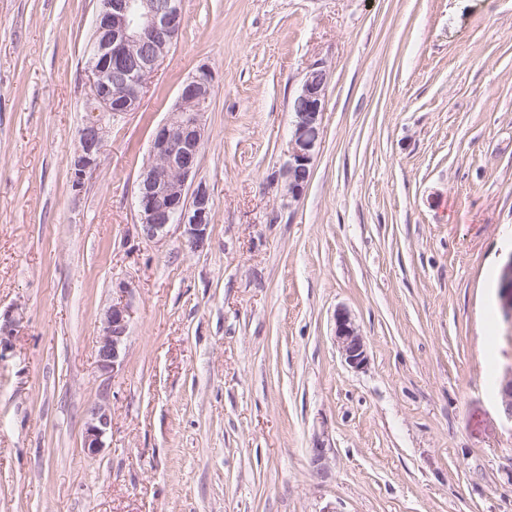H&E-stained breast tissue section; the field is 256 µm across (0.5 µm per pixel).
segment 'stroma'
<instances>
[{
  "label": "stroma",
  "mask_w": 512,
  "mask_h": 512,
  "mask_svg": "<svg viewBox=\"0 0 512 512\" xmlns=\"http://www.w3.org/2000/svg\"><path fill=\"white\" fill-rule=\"evenodd\" d=\"M96 8L0 0V512H512V0H181L76 193ZM318 61L323 140L289 201L275 176ZM203 64L214 207L193 251L176 225L141 240L135 195ZM119 295L109 373L95 345ZM97 404L112 424L90 456ZM131 312L122 299L112 302L103 319L102 333L95 346L98 367L102 371H116L124 360ZM335 341L344 362L352 369L367 364L366 344L350 313L338 309L335 315ZM111 427V418L104 406H97L91 410L90 417L85 425L82 448L87 455H96L104 448V438Z\"/></svg>",
  "instance_id": "1"
}]
</instances>
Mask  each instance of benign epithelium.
<instances>
[{
	"label": "benign epithelium",
	"instance_id": "obj_1",
	"mask_svg": "<svg viewBox=\"0 0 512 512\" xmlns=\"http://www.w3.org/2000/svg\"><path fill=\"white\" fill-rule=\"evenodd\" d=\"M93 40L88 60L87 116L79 146L71 157L70 173L83 189L98 160L112 117L136 111L152 74L167 57L184 25L180 0H97ZM214 74L202 65L184 81L168 118L153 131L151 162L141 172L136 190L138 236L146 242L164 240L172 225L183 228L184 243L197 251L205 247L213 202L206 187H191L204 142V116L212 96ZM328 68L312 64L292 102L293 130L288 160L281 171L285 196L301 198L312 177V164L323 135ZM122 89L112 97V87ZM131 312L122 300L112 302L95 346L98 367L107 372L122 366ZM335 341L344 362L359 370L367 364L366 344L350 313L335 315ZM499 394L504 417L512 422V367L504 373ZM111 427L105 407L91 410L82 448L95 455L104 447Z\"/></svg>",
	"mask_w": 512,
	"mask_h": 512
}]
</instances>
